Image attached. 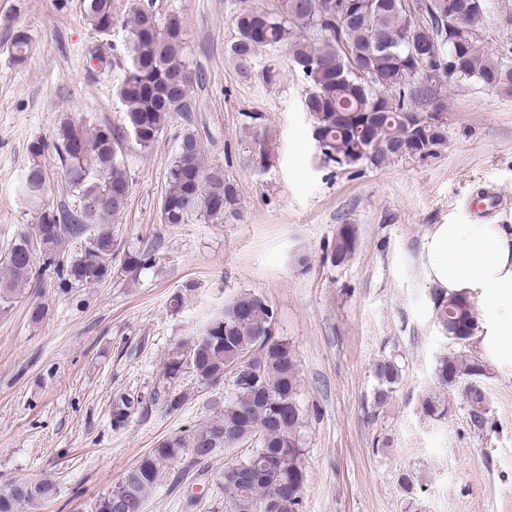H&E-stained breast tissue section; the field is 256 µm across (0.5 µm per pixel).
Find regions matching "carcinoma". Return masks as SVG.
Segmentation results:
<instances>
[{
	"label": "carcinoma",
	"instance_id": "obj_1",
	"mask_svg": "<svg viewBox=\"0 0 512 512\" xmlns=\"http://www.w3.org/2000/svg\"><path fill=\"white\" fill-rule=\"evenodd\" d=\"M344 0H277L271 9L240 0L233 15L235 41L229 52L242 66L251 65L263 51L287 49L290 61L306 84L302 103L313 139L322 147L320 160L338 168L367 165L380 168L406 158L427 159L446 145V125L425 116L448 108V87L474 85L512 93V61L492 53L485 39L466 44L454 74L448 73V50L470 30H483L489 0H371L362 13L349 17ZM460 12L459 27L448 29V16ZM81 13L92 28L108 34L114 25L112 0H81ZM123 47L130 59L117 85L125 106L123 129L93 128L67 117L52 142L39 139L28 145V166L19 192L35 219L34 233H20L0 261V303L9 309L25 287L40 286L43 271L56 268V287L65 293L101 285L112 279L115 240L112 232L90 233L91 226L121 213L128 205L132 178L120 142L130 137L145 152L154 147L173 115L192 123L196 101L193 84L203 74L186 57V33L181 20L161 22L153 5L135 8L123 21ZM430 38L438 61L419 66L416 44ZM28 32L19 29L10 39L11 60L25 63L30 51ZM356 61L365 75L355 73ZM242 153L258 171L272 166L265 116L246 113ZM55 153L62 168L67 201L46 203L50 182L46 156ZM243 202L236 181L218 165L206 166L201 140L187 128L166 174L160 222L183 224L197 213L211 221L238 220ZM78 241L77 252L57 259L62 245ZM357 248V229L342 224L326 246L334 267L347 263ZM43 256L42 265L34 253ZM150 248L125 253L124 266L135 271L152 264ZM433 316L445 334L460 331L466 341L476 335L478 317L465 297L432 295ZM276 312L267 299L242 292L189 341L175 343L168 352L164 375L169 384L184 374L201 384L225 383L224 402L213 416L186 434L170 436L130 467L94 504L92 512H144L148 495L160 485L170 465L189 457L199 464L221 450L251 448L224 469V512H301L306 481L301 429L304 412L299 403V360L288 339L277 335ZM262 372L266 385L254 386L224 376V368L241 358ZM490 375L487 361L448 356L435 367L443 388L456 387L470 422L478 431L492 427L488 396L481 380ZM375 406L396 392L402 369L394 357L374 366ZM139 397L121 394L112 401V425L125 426ZM450 406L431 397L420 405L423 415L444 418ZM57 495L49 478H20L0 490V512H33Z\"/></svg>",
	"mask_w": 512,
	"mask_h": 512
}]
</instances>
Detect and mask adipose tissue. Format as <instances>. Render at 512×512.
<instances>
[{
    "mask_svg": "<svg viewBox=\"0 0 512 512\" xmlns=\"http://www.w3.org/2000/svg\"><path fill=\"white\" fill-rule=\"evenodd\" d=\"M424 268L443 295L484 305L480 344L512 353V226L497 221L436 224L425 237Z\"/></svg>",
    "mask_w": 512,
    "mask_h": 512,
    "instance_id": "1",
    "label": "adipose tissue"
}]
</instances>
